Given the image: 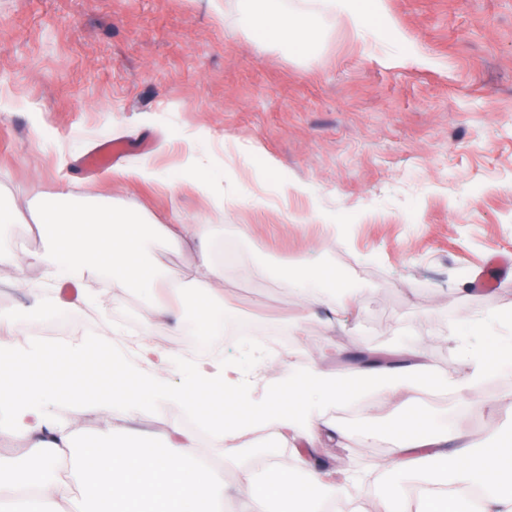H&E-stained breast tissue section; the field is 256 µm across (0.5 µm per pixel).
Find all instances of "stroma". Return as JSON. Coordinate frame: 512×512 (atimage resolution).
I'll list each match as a JSON object with an SVG mask.
<instances>
[{"instance_id":"obj_1","label":"stroma","mask_w":512,"mask_h":512,"mask_svg":"<svg viewBox=\"0 0 512 512\" xmlns=\"http://www.w3.org/2000/svg\"><path fill=\"white\" fill-rule=\"evenodd\" d=\"M0 0V196L27 211L68 186L155 223L214 224L232 323L283 339L284 357L342 372L364 354L393 361L421 351L454 381L467 368L448 345L471 319L512 315V268L493 291L474 285L495 255L512 254V0H365L367 25L327 18L310 45L274 52L231 26L261 0ZM107 138L131 143L120 165L146 158L159 184L86 173L82 156ZM254 144L251 162L238 145ZM206 157L209 176L261 196L262 205L218 213L193 187L187 155ZM273 158L311 183L316 198L281 197L264 167ZM177 191H169V184ZM320 202L335 232L291 224ZM249 225L251 240L236 236ZM233 238L239 264L225 265ZM145 259L188 272V250L146 239ZM309 257L329 262L352 289L355 314L333 330L303 310L287 283L269 275ZM100 305L60 317L75 340L113 342L109 324L138 323V294L90 281ZM301 335H292L293 326ZM340 345L324 361L328 337ZM512 364L479 392L462 431L486 438L512 424ZM458 401L416 391L400 410L368 400L358 419L333 411L348 439L329 463L362 470L388 458L398 419L454 422Z\"/></svg>"}]
</instances>
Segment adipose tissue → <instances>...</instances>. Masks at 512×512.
<instances>
[{"label":"adipose tissue","mask_w":512,"mask_h":512,"mask_svg":"<svg viewBox=\"0 0 512 512\" xmlns=\"http://www.w3.org/2000/svg\"><path fill=\"white\" fill-rule=\"evenodd\" d=\"M326 16L363 26L353 0H295L286 12L280 0H265L261 25L271 31L268 48L305 43L309 25ZM29 217L42 245L28 261L41 268L42 282L23 278L17 256L0 238V268L20 274L30 295L27 305L0 312V440L25 449L21 459L0 456V512H72L76 501L81 512H224L228 501L236 512H296L302 501L308 512L341 504L363 512L351 494L361 476L315 462L321 450L345 445L332 409L369 396L396 406L415 390L447 387L469 404L505 357L491 346L461 348L467 373L453 384L416 351L401 352L400 362L390 366L369 356L343 374L290 366L250 341L242 360L207 351L188 359L151 336L159 329L176 332L181 321L192 319L204 343L223 339L224 290L210 247L212 225L154 224L138 212L77 203L65 191L34 202ZM152 235L191 252L190 279L161 277L142 260V244ZM103 273L113 287L136 288L144 296L140 329L130 336L134 364L96 339L23 340L29 325L61 307L62 285L80 287ZM285 279L302 308L335 310L331 271L306 261ZM174 370L179 380L168 381ZM269 371L278 374L271 386L261 382ZM53 405L95 412L105 425L96 438H80L69 420L50 413ZM170 405L208 429L211 447L238 473L236 489L225 488L223 467L200 456L194 434L179 422L167 423L160 446L130 443L142 415ZM424 427L420 417L402 420L391 459L377 465L384 472L415 473L421 512H512V439L481 449L470 435L429 434ZM255 430L287 448L291 468L274 464L263 481L255 480L239 448L240 437Z\"/></svg>","instance_id":"adipose-tissue-1"}]
</instances>
